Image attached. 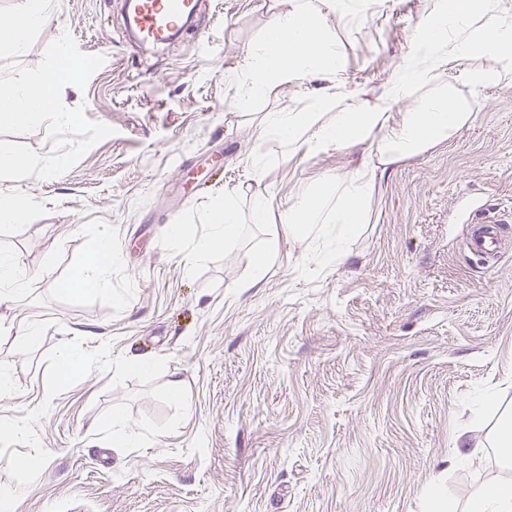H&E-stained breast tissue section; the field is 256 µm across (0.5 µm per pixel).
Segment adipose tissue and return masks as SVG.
Returning <instances> with one entry per match:
<instances>
[{
    "label": "adipose tissue",
    "mask_w": 512,
    "mask_h": 512,
    "mask_svg": "<svg viewBox=\"0 0 512 512\" xmlns=\"http://www.w3.org/2000/svg\"><path fill=\"white\" fill-rule=\"evenodd\" d=\"M338 7L337 0H328L322 8L312 0H298L292 13L277 17L247 53L248 69L236 80L240 102L247 105L264 96L274 82L303 83L336 73L339 61L327 15ZM45 18L46 0H24L14 19L0 25V30L19 50ZM412 45V65L388 84L369 109L334 104L324 94L315 99V111L268 112L262 118L261 135L308 154L331 148L363 151L340 186L333 189L325 182L315 184L296 195L283 214L286 232L295 234L315 225L309 249L324 264L342 263L349 254L350 240L368 223L379 172L448 141L471 121L467 102L439 76L452 59L487 56L512 66V15L493 13L489 0H444L438 11L416 26ZM414 86L423 93L413 109L393 114V104ZM326 105L331 112L324 119L318 109ZM200 221L208 232L195 242L192 255L197 259L236 240L240 224L237 199L228 196L213 203ZM122 262L111 235L102 232L91 255L70 277L69 292L97 291Z\"/></svg>",
    "instance_id": "obj_1"
}]
</instances>
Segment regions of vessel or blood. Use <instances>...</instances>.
<instances>
[{"instance_id":"vessel-or-blood-1","label":"vessel or blood","mask_w":512,"mask_h":512,"mask_svg":"<svg viewBox=\"0 0 512 512\" xmlns=\"http://www.w3.org/2000/svg\"><path fill=\"white\" fill-rule=\"evenodd\" d=\"M204 7V0H134V28L141 40L162 42L188 15ZM511 245L512 217L505 214L479 215L465 239L467 251L486 260L499 257Z\"/></svg>"}]
</instances>
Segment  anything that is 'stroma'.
Returning a JSON list of instances; mask_svg holds the SVG:
<instances>
[{
    "label": "stroma",
    "mask_w": 512,
    "mask_h": 512,
    "mask_svg": "<svg viewBox=\"0 0 512 512\" xmlns=\"http://www.w3.org/2000/svg\"><path fill=\"white\" fill-rule=\"evenodd\" d=\"M296 2L215 0L153 54L128 40L121 0H49L24 51L0 37V73L35 66L65 33L104 56L61 99L114 129L57 177L0 180V198L29 201L0 223V252L25 275L24 292L0 301V369L14 387L0 423L24 428L0 441V486L18 491L8 512H421L431 487L462 512L464 492L505 477L491 438L512 409V252L490 267L463 239L476 210L512 208V69L477 84L494 61L448 63L441 77L472 121L378 179L348 258L321 266L281 214L311 183L342 180L354 156L307 155L260 135V118L309 111L330 86L353 108L375 104L439 0H361L331 20L337 73L240 104L229 74ZM227 194L239 237L185 273L202 211ZM259 195L264 224L250 219ZM104 231L123 266L100 291L65 293ZM274 236L273 266L240 290ZM25 322L40 327L36 341L17 336ZM66 349L85 368L60 384ZM128 357L155 368L121 372ZM486 389L498 410L478 405ZM115 412L134 425L135 447H114ZM458 438L482 457L459 459ZM32 455L40 467L22 468Z\"/></svg>",
    "instance_id": "stroma-1"
}]
</instances>
